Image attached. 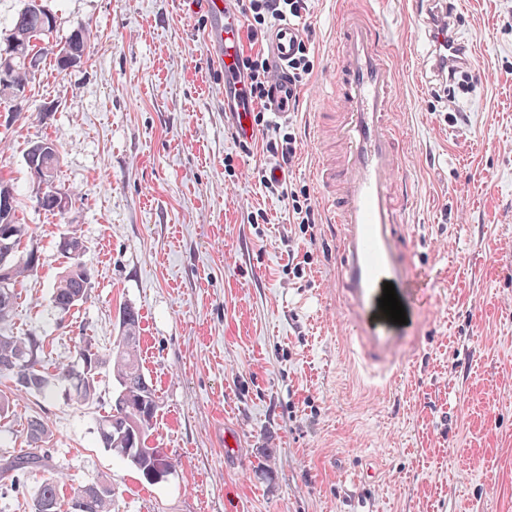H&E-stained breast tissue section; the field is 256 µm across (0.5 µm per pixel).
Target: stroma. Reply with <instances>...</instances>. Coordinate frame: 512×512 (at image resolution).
<instances>
[{
	"mask_svg": "<svg viewBox=\"0 0 512 512\" xmlns=\"http://www.w3.org/2000/svg\"><path fill=\"white\" fill-rule=\"evenodd\" d=\"M380 25L395 70L392 119L410 195L400 237L406 276L427 303L392 373L354 359L336 258L338 228L313 177L315 114L338 109L316 79L331 63L339 0L301 20L313 70L288 122L239 142L198 0H43L50 45L84 28V60H47L20 107L0 104V177L30 227L39 265L23 282L16 335L46 337L47 367L76 337L108 353L120 310L141 316L143 370L159 396L151 445L176 461L149 484L97 443L115 385L72 405L19 394L0 418V459L25 445L29 416L52 436L62 490L112 480L115 512H512V0H460L482 84L426 76L430 45L411 0H350ZM294 133L290 168L317 223L272 195L266 150ZM61 146L64 216L39 209L25 158ZM83 241L84 303L60 316L51 292L65 234Z\"/></svg>",
	"mask_w": 512,
	"mask_h": 512,
	"instance_id": "obj_1",
	"label": "stroma"
}]
</instances>
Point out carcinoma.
Masks as SVG:
<instances>
[{
    "instance_id": "cac0c4a2",
    "label": "carcinoma",
    "mask_w": 512,
    "mask_h": 512,
    "mask_svg": "<svg viewBox=\"0 0 512 512\" xmlns=\"http://www.w3.org/2000/svg\"><path fill=\"white\" fill-rule=\"evenodd\" d=\"M33 0H26L24 7L17 12L11 24V30L21 29L27 33L24 44L18 50L14 64L23 73L35 80L43 63L44 47L40 40L53 33V28L41 21L32 6ZM7 228L15 245H20L28 237V226L19 222L17 207L0 214V230ZM74 249L59 248L61 254L69 259V264L60 272L51 301L58 314L65 317L70 314L66 298L79 297L87 299L89 289L85 284L91 283V274L78 262L83 250L80 237L73 235ZM33 269L24 263H15L12 281L8 292L0 293V379H3L24 393L46 394L50 379L63 382L68 387L70 399L78 406L89 405L97 400L96 384L85 381L83 358L91 356L96 360L95 369L105 363L111 367L112 378L116 382L109 409L100 416L97 429L98 441L113 457L126 462L143 479L152 481L151 474L165 468H175L174 460L162 448L148 446V438L153 425V418L158 409L156 388L149 382L140 363V323L139 312L132 306L123 309L127 320L123 322L121 336L109 350L108 357H103L91 340L84 336L75 342V359L65 365L55 367L50 373L43 364L41 352L42 340L30 334L14 336L1 331L8 325L16 309L18 287ZM133 420L139 424V435L135 437L134 451L130 454L123 449L128 438L123 431L116 429L113 423ZM50 431L39 416H32L26 421V442L28 448L22 449L6 464L0 466V485L14 489L21 484L28 473L46 467L47 454L44 444L49 441ZM112 481L102 476L97 480L72 487V494L67 502L68 509L74 504L81 505L80 512H112L114 499L112 493L101 489ZM60 477L50 474L43 479L32 498V512H60Z\"/></svg>"
}]
</instances>
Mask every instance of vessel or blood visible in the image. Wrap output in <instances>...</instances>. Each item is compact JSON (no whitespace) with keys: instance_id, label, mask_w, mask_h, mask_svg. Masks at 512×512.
<instances>
[{"instance_id":"b4317fda","label":"vessel or blood","mask_w":512,"mask_h":512,"mask_svg":"<svg viewBox=\"0 0 512 512\" xmlns=\"http://www.w3.org/2000/svg\"><path fill=\"white\" fill-rule=\"evenodd\" d=\"M428 34L436 45L446 46L457 64L469 65L472 80H481L473 69V45L447 37L457 15L444 9L443 0H427ZM209 26L205 43L213 62L224 70L225 105L233 112L237 139L252 140L256 128L243 99V85L236 71L242 18L230 10L228 0H205ZM271 110L275 118L288 120L298 102L288 91V61L303 39L301 26L281 19L267 30ZM331 83L339 91L341 111L317 115V130L337 140L340 160L322 159L316 177L323 188V203L331 223L342 230L337 243L353 316L347 326L350 346L381 359L399 340V327L379 308L385 283L401 284L405 278L402 256L393 227L402 223L408 199L397 181L402 166L397 132L392 121L394 72L390 52L375 35L370 13L343 10L337 26Z\"/></svg>"}]
</instances>
